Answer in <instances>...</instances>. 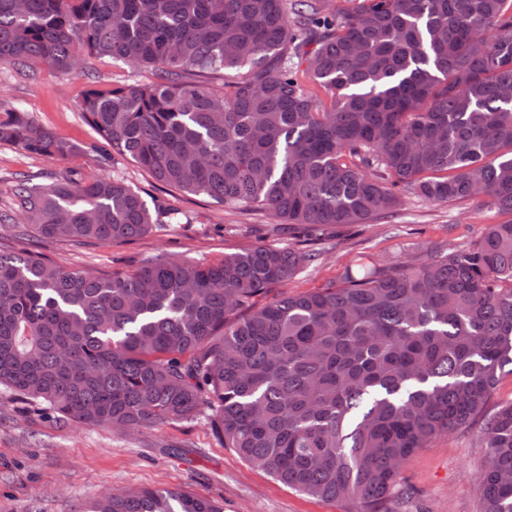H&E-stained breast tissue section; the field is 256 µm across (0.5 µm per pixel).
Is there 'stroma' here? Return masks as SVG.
I'll return each mask as SVG.
<instances>
[{
    "mask_svg": "<svg viewBox=\"0 0 512 512\" xmlns=\"http://www.w3.org/2000/svg\"><path fill=\"white\" fill-rule=\"evenodd\" d=\"M153 79L152 69L108 58L90 60L66 76L45 67L33 78L0 74V113L22 107L41 126L87 146L94 143L95 134L77 103L90 82L106 86ZM87 162L84 155L59 160L0 145V210L14 218L0 226V242L92 273L160 253L211 261L259 242L289 243L288 233L280 231L267 213L179 197L172 204L186 212V222L165 225L133 244L50 243L16 236L14 222L22 217L14 196L17 178L59 175L86 167ZM502 220L481 199L448 206L410 196L393 221L368 224L354 236L325 241L318 260L287 290L304 292L338 278L361 253L374 262L394 264L419 258L431 244L468 248L481 239L487 225ZM481 426V421H473L411 455L399 486L385 504L387 512H480L477 477L487 453L480 440ZM155 487H175L207 498L224 512L355 509L350 502H325L289 489L242 460L215 437L209 410L185 421L129 432L63 422L54 413L0 390V512H87L102 493Z\"/></svg>",
    "mask_w": 512,
    "mask_h": 512,
    "instance_id": "1",
    "label": "stroma"
}]
</instances>
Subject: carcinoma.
I'll return each instance as SVG.
<instances>
[{"label": "carcinoma", "mask_w": 512, "mask_h": 512, "mask_svg": "<svg viewBox=\"0 0 512 512\" xmlns=\"http://www.w3.org/2000/svg\"><path fill=\"white\" fill-rule=\"evenodd\" d=\"M92 58L156 81L90 84L93 167L17 180L23 225L45 239L132 243L177 217L101 173L115 154L183 197L318 236L391 218L409 195L512 215V0H0V65L68 75ZM0 144L79 152L18 107ZM318 257L259 243L93 275L0 251V389L89 427L207 407L224 447L289 488L385 512L403 462L484 413L512 373V220L467 249L360 257L281 291ZM482 433V512H512V402ZM87 512L222 508L164 487Z\"/></svg>", "instance_id": "cac0c4a2"}]
</instances>
